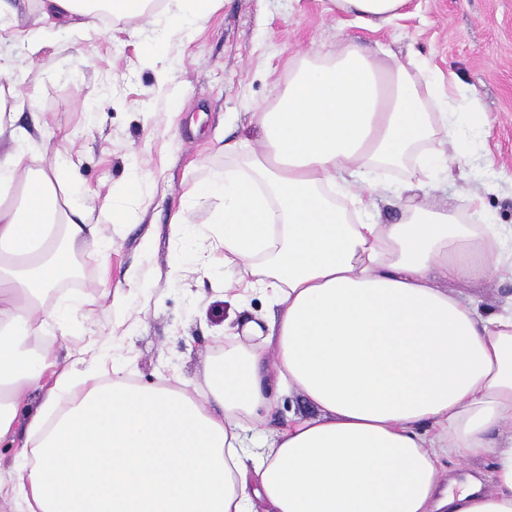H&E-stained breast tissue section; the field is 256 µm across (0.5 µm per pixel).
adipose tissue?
Returning a JSON list of instances; mask_svg holds the SVG:
<instances>
[{
  "label": "adipose tissue",
  "instance_id": "obj_1",
  "mask_svg": "<svg viewBox=\"0 0 512 512\" xmlns=\"http://www.w3.org/2000/svg\"><path fill=\"white\" fill-rule=\"evenodd\" d=\"M36 2L31 38L98 18L89 0ZM219 2L169 0L146 53L160 57ZM409 3L329 0L370 26ZM415 67L377 64L353 40L317 52L252 112L263 152L187 190L208 206L213 261L233 274L235 299L267 296L272 321L221 335L200 387L177 376L141 387L96 355L63 409L74 367L43 343L46 297L76 253L100 251L94 214L116 224L125 214L81 187L72 143L46 162L3 107L21 94L0 86V443L26 414L31 441L18 455L36 462L15 481L26 512H254L258 501L266 512H512V305L482 312L458 294L512 279V229L462 222L479 193L431 207L417 184L376 179L413 160L455 178L457 103ZM382 193L401 222L380 223ZM290 390L318 416L255 432ZM488 456L489 481L443 474V459Z\"/></svg>",
  "mask_w": 512,
  "mask_h": 512
}]
</instances>
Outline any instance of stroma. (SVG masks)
<instances>
[{"mask_svg":"<svg viewBox=\"0 0 512 512\" xmlns=\"http://www.w3.org/2000/svg\"><path fill=\"white\" fill-rule=\"evenodd\" d=\"M14 6L0 53L29 64L12 76L27 96L21 125L50 151L73 141L84 184L100 197L119 196L133 168L148 175L124 223L103 233L113 282L137 287L108 294L98 255L79 253V276L47 300L59 310L76 296L86 304L65 326L49 322L45 340L58 357L107 349L140 385L173 373L202 384L214 338L237 309L224 300L223 266L209 263L203 225L177 230L172 214L187 188L230 162L225 146L259 150L248 106H272L304 58L348 38L380 59L414 55L435 77L454 76L458 98L479 100L489 126L450 114L458 143L448 157L461 177L434 184L426 202L476 189L485 205L476 223L512 226V0H411L408 14L378 29L340 21L325 0H223L200 28L166 42L159 62L143 53L146 38L161 34L157 13L116 18L108 29L51 30L30 43V4ZM165 64L173 74L162 84ZM172 99L179 111H168Z\"/></svg>","mask_w":512,"mask_h":512,"instance_id":"stroma-1","label":"stroma"}]
</instances>
